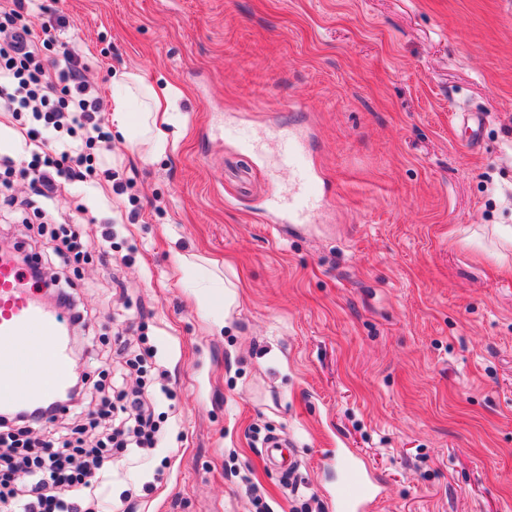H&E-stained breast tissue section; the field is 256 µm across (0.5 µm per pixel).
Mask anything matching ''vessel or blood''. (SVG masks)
I'll return each mask as SVG.
<instances>
[{"mask_svg":"<svg viewBox=\"0 0 512 512\" xmlns=\"http://www.w3.org/2000/svg\"><path fill=\"white\" fill-rule=\"evenodd\" d=\"M268 139L279 146L280 167L293 175L275 209L289 223L309 216L320 199L315 172L303 161L292 135L275 130ZM72 374L61 314L25 286L17 263L0 251V410L59 401ZM339 461L350 487L337 499L338 512H371L379 494L367 466L348 455Z\"/></svg>","mask_w":512,"mask_h":512,"instance_id":"b4317fda","label":"vessel or blood"}]
</instances>
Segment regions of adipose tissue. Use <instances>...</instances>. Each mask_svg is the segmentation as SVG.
Wrapping results in <instances>:
<instances>
[{"instance_id": "ef3b65f1", "label": "adipose tissue", "mask_w": 512, "mask_h": 512, "mask_svg": "<svg viewBox=\"0 0 512 512\" xmlns=\"http://www.w3.org/2000/svg\"><path fill=\"white\" fill-rule=\"evenodd\" d=\"M120 84L124 91L113 95L111 102V122L117 133L130 143L149 144L151 156L164 155L167 127L174 120L180 90L169 84H147L132 72L123 74Z\"/></svg>"}]
</instances>
